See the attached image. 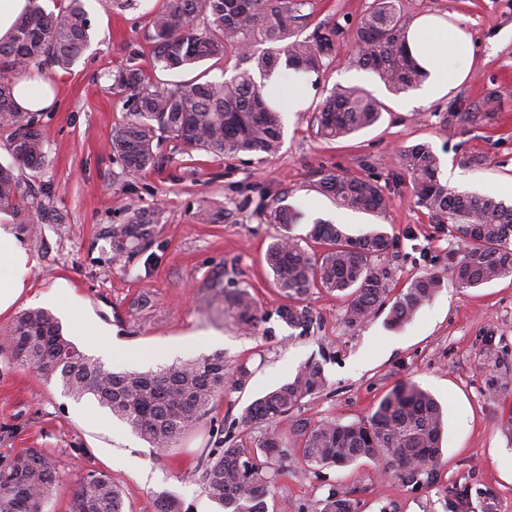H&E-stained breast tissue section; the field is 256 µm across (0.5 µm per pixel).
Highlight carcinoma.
<instances>
[{"label":"carcinoma","instance_id":"cac0c4a2","mask_svg":"<svg viewBox=\"0 0 512 512\" xmlns=\"http://www.w3.org/2000/svg\"><path fill=\"white\" fill-rule=\"evenodd\" d=\"M399 0H373L356 28L353 62L375 74L394 94L419 89L428 72L416 63L405 42L407 26ZM309 0H164L148 35L153 65L180 72L198 62L233 59L234 74L223 80H195L159 85L136 65L111 74L113 88L125 94L128 119L118 126L110 144L112 156L133 173L162 168L161 141L172 138L186 146L224 159L241 154L277 155L283 146L284 117L290 74H318L336 61L342 29L329 21L310 23L304 12ZM312 31L304 36L306 28ZM90 21L82 0H70L61 13L47 10L42 0H28L11 39L0 42V130L9 132L12 162L0 164V209L13 213L16 223L33 224L50 209L52 189L34 187L24 171L46 161L47 136L39 113L23 111L14 98V78L32 66L66 70L89 43ZM503 95L488 91L474 106H449L444 123L492 124ZM386 106L359 87L332 88L311 113L315 134L327 141L345 139L375 125ZM396 167L408 177L411 194L439 224L450 225L464 248L448 262V278L463 288L479 287L512 276V205L489 194L460 192L440 178L441 159L428 143L398 149ZM319 192L344 209L380 214L387 198L369 177L319 172ZM160 209L134 208L121 224L112 225L113 248L136 246L159 223ZM302 212L283 200L270 211L273 224H297ZM325 245L316 255L303 240ZM394 236L375 229L360 237L347 235L323 219L310 223L305 238L277 237L268 247L266 263L285 299L298 300L312 288H324L345 298V317L363 321L387 303L393 270L383 259ZM440 276L427 274L411 281L389 311V324L399 326L442 288ZM217 294L238 323L258 330L263 315L246 289ZM278 315L290 327L309 322L308 311L284 304ZM14 360L57 381L75 399L92 396L112 416L127 422L151 447L168 450L211 409L216 397L246 383L245 370L232 372L224 355L214 353L157 371L115 372L89 356L63 332L45 308L20 312L7 333ZM327 379L316 361L300 364L292 377L248 405L240 423L265 427L261 456L243 448L202 449L201 478L207 496L224 512H266V499L277 492L273 464L288 452V438L276 426L302 400L325 389ZM444 413L438 401L415 382L387 393L366 418L344 424L323 420L295 421L302 463L312 469L345 467L367 458L381 460L406 485L429 482L442 453ZM60 473L55 458L39 448H24L0 466V512H42L53 495ZM72 512H124L122 494L105 473L79 478ZM160 512H189L183 501L160 494ZM319 512H360L350 493L329 490Z\"/></svg>","mask_w":512,"mask_h":512}]
</instances>
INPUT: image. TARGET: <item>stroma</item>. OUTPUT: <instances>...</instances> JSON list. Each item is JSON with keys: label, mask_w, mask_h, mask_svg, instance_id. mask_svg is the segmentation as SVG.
I'll list each match as a JSON object with an SVG mask.
<instances>
[{"label": "stroma", "mask_w": 512, "mask_h": 512, "mask_svg": "<svg viewBox=\"0 0 512 512\" xmlns=\"http://www.w3.org/2000/svg\"><path fill=\"white\" fill-rule=\"evenodd\" d=\"M371 3L310 0L315 20L342 29L338 58L313 82L304 111L286 113L277 156L227 160L168 139L161 145L162 169L130 173L109 149L114 129L127 118L111 73L133 63L155 83H186L202 75L223 79L225 65L213 59L180 73L155 69L147 35L162 0H137L124 10L113 0H84L89 46L70 69L46 77L58 105L41 116L48 157L29 174L36 185L51 186L49 207L63 221L46 219L22 233L13 214L0 210V228L28 258L20 297L0 312V334L22 310L49 307L63 293L69 307L55 315L65 336L112 370H154L220 353L230 368L248 369L250 378L243 389L218 396L175 447L161 452L106 411L87 416L93 397L67 396L0 349V461L24 448L57 459L60 481L43 512H70L77 478L92 471L122 488L125 512H157L156 497L164 491L192 512H219L201 480V449L219 431L229 446L256 447L263 433L242 425L243 409L310 359L322 364L327 385L278 423L280 433L297 418L362 419L396 385L414 382L444 408L443 455L432 483L413 489L368 459L313 470L291 451L277 464L280 488L268 497L267 512H317L334 485L351 491L361 512H512V278L477 288L447 282L448 258L460 244L416 203L394 167L397 148L426 142L443 170L456 172L453 188L495 196L512 181V0H400L406 21L448 16L472 37L468 77L427 105L409 93L393 95L373 73L350 64L355 26ZM336 85L370 90L387 107L380 122L344 140L317 137L309 111L323 88ZM492 89L504 95L495 124L445 129L451 103L477 104ZM464 155L486 162L467 167L459 162ZM322 169L378 180L386 211L374 216L337 207L314 187ZM278 197L302 209L307 222L269 223L265 207ZM205 204L224 210L223 221L200 223L196 213ZM156 206L162 217L151 239L114 257L113 225L127 209ZM315 218L343 225L353 236L382 224L398 238L390 257L396 288L429 273L445 278L444 287L399 327L389 326L384 309L348 324L343 301L314 288L301 299L310 326L289 327L278 316L284 300L265 252L273 237L305 236ZM220 288L255 296L264 313L258 331L245 330L225 310L216 296ZM102 339L114 342L117 354L102 355ZM127 456L148 468L147 480L115 465Z\"/></svg>", "instance_id": "stroma-1"}]
</instances>
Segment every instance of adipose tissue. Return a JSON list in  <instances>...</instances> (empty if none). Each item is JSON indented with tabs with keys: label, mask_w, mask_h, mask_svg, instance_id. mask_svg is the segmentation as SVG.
Returning a JSON list of instances; mask_svg holds the SVG:
<instances>
[{
	"label": "adipose tissue",
	"mask_w": 512,
	"mask_h": 512,
	"mask_svg": "<svg viewBox=\"0 0 512 512\" xmlns=\"http://www.w3.org/2000/svg\"><path fill=\"white\" fill-rule=\"evenodd\" d=\"M406 41L418 64L430 75L424 89L427 100L445 95L467 78L466 65L452 68L447 61L449 51H463L471 45V36L463 28L437 15H423L408 27Z\"/></svg>",
	"instance_id": "obj_1"
}]
</instances>
